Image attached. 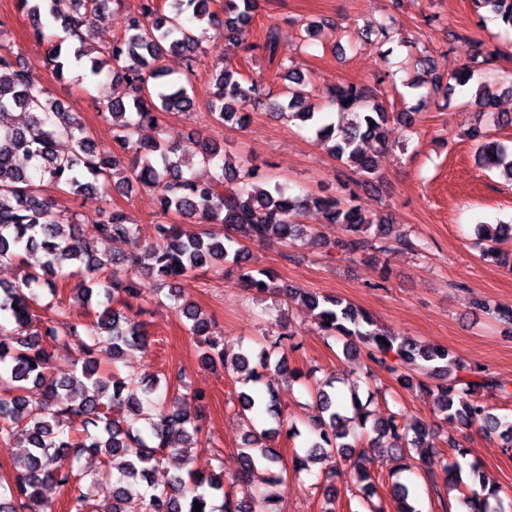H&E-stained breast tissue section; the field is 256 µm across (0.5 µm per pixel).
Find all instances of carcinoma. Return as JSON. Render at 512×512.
<instances>
[{"instance_id":"obj_1","label":"carcinoma","mask_w":512,"mask_h":512,"mask_svg":"<svg viewBox=\"0 0 512 512\" xmlns=\"http://www.w3.org/2000/svg\"><path fill=\"white\" fill-rule=\"evenodd\" d=\"M112 2L17 0L18 8L31 19L36 41H45L49 33H63L47 58L56 81H68L75 70L94 80L108 68L125 84L124 96L105 99L113 127L109 146H97L76 113L30 81L23 58L0 29V112L18 111L22 116L17 123L0 125V262L21 269L17 283L0 284V439H16L25 448L12 470L0 473V512H53L54 502L44 493L49 485L66 496L68 512H195L196 502L202 504L200 512H281V495L251 489L252 475L262 467L275 474L272 484L279 486L288 469L299 473L317 460L326 464L320 476L323 512H335L336 477L346 464L354 471L351 494L368 503L370 512H386L371 502L374 481L367 462L377 446H358L361 435L355 433V426L369 425L377 440H388L386 453L399 462L400 471L438 462L425 426L408 430L397 412L372 420L370 402L362 401L355 391L354 425L346 423L341 414L345 402L336 396L333 382L327 381L309 389L317 409L311 420L312 436L293 453L291 465L267 444L284 428L277 390L267 383L262 390L238 395V414L261 412L275 426L244 438L240 470L229 482L230 489L224 490L223 465L217 466V474L193 470V448L202 444L200 414L191 413L187 405L203 403L205 395L182 382L180 372L145 383L116 368L100 369L96 355L109 350L115 362L124 352L149 344L146 324L140 320L141 301L159 286L168 288L173 309L184 319L189 335L199 339L205 364L224 367L245 385L262 382L272 370L302 377L301 371L287 366L285 353L279 351L283 341L296 336L283 320L273 346L231 359L224 340L209 336L206 314L182 295L176 282L217 263L236 265L247 290L255 295L308 306L322 335L361 344L366 382L373 380L376 367L390 373L399 367L408 371L400 378L408 388L418 374L422 376L418 387L434 395L443 420L466 426L479 422L486 433L500 438L503 448L512 450V421L494 414L486 401L512 393L492 374L459 362L455 373L448 374V350L395 334L336 296L283 284L273 271L248 266L244 242L276 240L291 246L312 237V229L299 217L313 207L326 223L340 227L343 237L337 244L349 254L360 257L394 248L421 253L424 245L407 233L393 234V224L365 214L352 199L291 196L278 184L271 190L251 188L253 169L245 168L243 161L235 165L227 160L214 138L188 144L158 139L141 145L135 140L141 127L159 125L162 114L193 111L191 78L199 63L201 35L216 21L209 10L211 0H168L166 10L157 0H144L140 13L120 19V36L101 48L93 42L92 18ZM473 4L478 9L491 6L512 28V0H473ZM257 7V0H224V34L242 44L249 40ZM374 28L375 45L392 41L390 18ZM264 45L288 81L277 103L279 117L314 130L329 143L330 153L362 181L373 178L375 160L363 144L371 141L389 148L388 123L396 118L410 126L413 113L387 111L362 85L338 84L327 93V106L350 119L337 125L310 102L309 81L292 69L293 60L288 51L280 50L274 28L267 29ZM170 54L180 56L184 64L177 77L164 65ZM487 64V56L479 52L445 78L434 73L430 56L416 59V66L435 86L445 87L446 100ZM212 83L207 117L219 126H244L249 118L246 106L264 96L263 81L239 79L222 67L214 72ZM482 87L477 100L481 110L500 123L512 122L511 115L496 111L498 103L487 84ZM478 150L489 167L512 182V150L494 140H484ZM130 151L135 154L132 167H120L121 156ZM197 167L211 175L198 177ZM136 186L155 193L160 214L192 219L205 229L191 232L179 224L160 222L153 240L131 253L117 254L106 244L133 241L139 235V224L126 211L111 208L82 222L57 209L46 196L49 187L75 199L90 190L127 195ZM478 234L483 255L512 266V253L502 249L512 239L511 225L482 224ZM32 252L42 254L41 265L26 262ZM74 278L78 282L73 285ZM68 285L93 314L92 320L66 312L61 290ZM60 344L77 353L71 372L62 378L54 374L55 347ZM33 387L40 390V397L30 396ZM448 446L453 453L443 461V468L448 489L456 492L458 512H503L499 487L488 484L475 463L470 464L469 481H464L461 460L468 450L453 439ZM88 451L102 457V468L90 475L76 465ZM168 466L179 474L163 486L155 484L152 473ZM390 495L396 512H419L406 484L392 483Z\"/></svg>"}]
</instances>
